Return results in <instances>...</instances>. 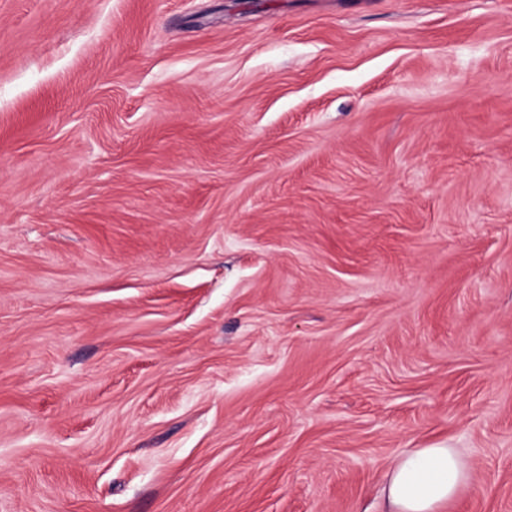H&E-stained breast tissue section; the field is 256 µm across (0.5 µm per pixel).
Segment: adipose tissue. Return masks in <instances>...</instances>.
<instances>
[{
	"instance_id": "1",
	"label": "adipose tissue",
	"mask_w": 512,
	"mask_h": 512,
	"mask_svg": "<svg viewBox=\"0 0 512 512\" xmlns=\"http://www.w3.org/2000/svg\"><path fill=\"white\" fill-rule=\"evenodd\" d=\"M469 479L467 461L448 444L413 449L400 456L388 474L390 512H445Z\"/></svg>"
}]
</instances>
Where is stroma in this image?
I'll list each match as a JSON object with an SVG mask.
<instances>
[{"instance_id": "1", "label": "stroma", "mask_w": 512, "mask_h": 512, "mask_svg": "<svg viewBox=\"0 0 512 512\" xmlns=\"http://www.w3.org/2000/svg\"><path fill=\"white\" fill-rule=\"evenodd\" d=\"M512 512V0H0V512ZM470 479L457 448L438 443L400 456L388 474V512H444Z\"/></svg>"}]
</instances>
